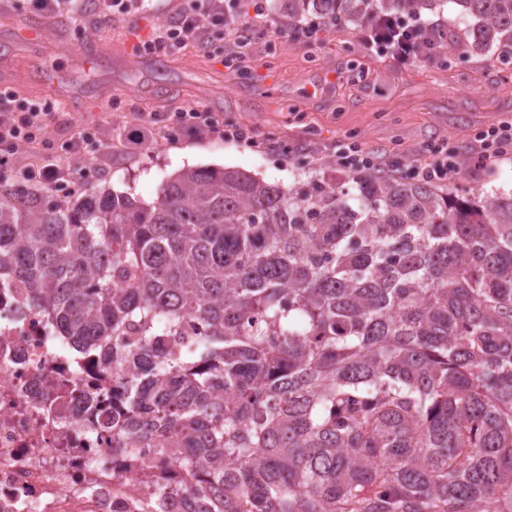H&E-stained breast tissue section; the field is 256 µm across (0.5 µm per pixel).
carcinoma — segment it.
<instances>
[{
  "mask_svg": "<svg viewBox=\"0 0 512 512\" xmlns=\"http://www.w3.org/2000/svg\"><path fill=\"white\" fill-rule=\"evenodd\" d=\"M447 1L459 27L422 32L439 58L512 62V0H288V27ZM2 292L76 349L112 345V452L160 503L169 489L185 512H512V193L185 169L140 207L5 184Z\"/></svg>",
  "mask_w": 512,
  "mask_h": 512,
  "instance_id": "carcinoma-1",
  "label": "carcinoma"
}]
</instances>
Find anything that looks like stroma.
Here are the masks:
<instances>
[{"label": "stroma", "mask_w": 512, "mask_h": 512, "mask_svg": "<svg viewBox=\"0 0 512 512\" xmlns=\"http://www.w3.org/2000/svg\"><path fill=\"white\" fill-rule=\"evenodd\" d=\"M242 42L226 48L214 29L199 43L151 53L143 45L174 24L186 0H131L107 14L98 0H63L53 12L29 0H0V89L18 100L53 104L47 131L68 142L77 127H95L99 147L82 165L86 192L107 190L150 205L163 181L183 169L224 167L291 185L316 174L333 182L341 171L336 147L353 139L375 153L383 172L428 161L430 143L451 139L464 161L448 188L512 190V154L475 166L476 136L512 122V65L479 53L441 62L435 53L407 61L367 48L359 30L324 27L318 37L297 31L283 39L284 0H261ZM36 21L42 36L20 29ZM194 107L251 129L255 141H228L184 126L168 133L162 120ZM156 113L147 140L142 114Z\"/></svg>", "instance_id": "1"}]
</instances>
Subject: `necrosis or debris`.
Segmentation results:
<instances>
[{"instance_id": "necrosis-or-debris-1", "label": "necrosis or debris", "mask_w": 512, "mask_h": 512, "mask_svg": "<svg viewBox=\"0 0 512 512\" xmlns=\"http://www.w3.org/2000/svg\"><path fill=\"white\" fill-rule=\"evenodd\" d=\"M42 315L0 296V512H152L138 471L97 430L118 378L101 352L63 356Z\"/></svg>"}]
</instances>
